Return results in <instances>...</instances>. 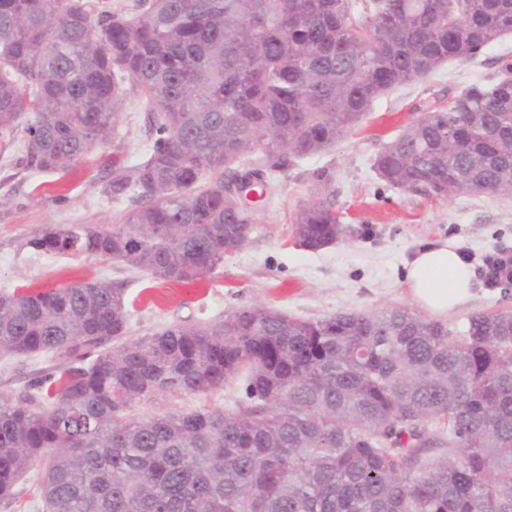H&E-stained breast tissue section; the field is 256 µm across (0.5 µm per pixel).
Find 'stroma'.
<instances>
[{
	"mask_svg": "<svg viewBox=\"0 0 512 512\" xmlns=\"http://www.w3.org/2000/svg\"><path fill=\"white\" fill-rule=\"evenodd\" d=\"M512 56V36L500 39L478 59L451 62L421 81L377 98L366 118L330 150L295 160L269 182L257 202L255 230L240 250L225 254L204 281L183 285L125 263L87 255L45 254L27 247L29 238L55 224H117L133 198L112 199L103 186L112 175V156L142 155L148 114L137 94H128L116 135L66 170L35 171L0 154V292L39 291L90 279L123 285L130 335L150 336L173 323L197 325L222 320L235 309L260 303L302 320L339 312L385 308L417 311L404 281L413 252L440 239H455L472 255L471 270L501 245H512V196L471 194L434 199L393 187L373 167L376 154L429 106L447 103L472 83L497 77L495 61ZM332 181L318 190L313 170ZM321 194L346 232L333 245L312 251L297 246L294 214ZM512 311V283L487 286L474 280V296L443 318L460 332L477 312ZM47 356L0 358V398L14 399L42 372L54 370ZM242 379L208 394L174 393L138 403L136 414L230 410L245 401Z\"/></svg>",
	"mask_w": 512,
	"mask_h": 512,
	"instance_id": "1",
	"label": "stroma"
}]
</instances>
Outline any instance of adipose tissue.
I'll return each mask as SVG.
<instances>
[{"instance_id":"ef3b65f1","label":"adipose tissue","mask_w":512,"mask_h":512,"mask_svg":"<svg viewBox=\"0 0 512 512\" xmlns=\"http://www.w3.org/2000/svg\"><path fill=\"white\" fill-rule=\"evenodd\" d=\"M405 281L412 299L435 314L462 307L473 297L471 270L451 239L418 250L406 264Z\"/></svg>"}]
</instances>
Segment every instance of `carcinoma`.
<instances>
[{
  "label": "carcinoma",
  "mask_w": 512,
  "mask_h": 512,
  "mask_svg": "<svg viewBox=\"0 0 512 512\" xmlns=\"http://www.w3.org/2000/svg\"><path fill=\"white\" fill-rule=\"evenodd\" d=\"M512 35V0H0V137L18 162L72 168L116 131L131 91L148 148L104 193L111 227L60 224L26 245L111 257L190 284L254 229L265 178L319 154L375 99ZM431 107L375 157L380 178L446 198L512 195V59ZM263 141L262 161L251 153ZM345 228L315 196L298 246ZM120 284L0 293V357L60 376L0 400V499L37 459L42 512H512V312L453 334L406 308L301 320L254 304L127 338ZM244 379L234 410L136 416L137 403ZM444 451L424 466L428 443Z\"/></svg>",
  "instance_id": "carcinoma-1"
}]
</instances>
